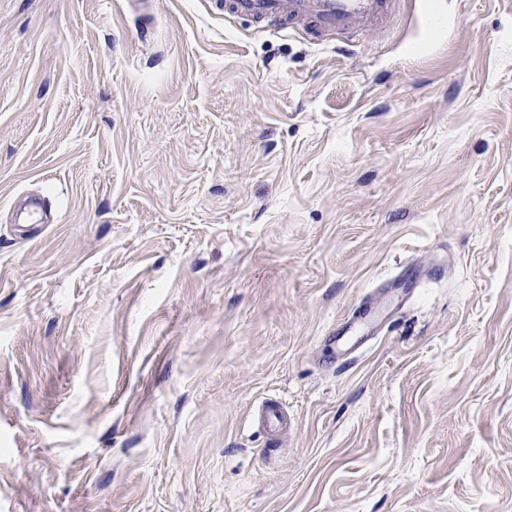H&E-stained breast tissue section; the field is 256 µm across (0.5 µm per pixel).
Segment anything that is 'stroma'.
<instances>
[{"label": "stroma", "mask_w": 512, "mask_h": 512, "mask_svg": "<svg viewBox=\"0 0 512 512\" xmlns=\"http://www.w3.org/2000/svg\"><path fill=\"white\" fill-rule=\"evenodd\" d=\"M146 2L0 0V512H512V0ZM396 0H225L224 13L256 23L274 21L283 30L309 27L323 41L336 33L361 31L381 24ZM414 26L411 41L419 46L421 54L429 52L434 46L433 32L443 33L451 24L447 15L431 6L428 0L414 1ZM362 306V310H358L357 313H352L346 318L345 333L357 334L361 329L365 328L374 334L378 330L375 326V317L371 316V304L368 301H363ZM262 422L268 433H277L287 425V419L279 403H266L262 412Z\"/></svg>", "instance_id": "1"}]
</instances>
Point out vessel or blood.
Here are the masks:
<instances>
[{
    "label": "vessel or blood",
    "mask_w": 512,
    "mask_h": 512,
    "mask_svg": "<svg viewBox=\"0 0 512 512\" xmlns=\"http://www.w3.org/2000/svg\"><path fill=\"white\" fill-rule=\"evenodd\" d=\"M395 0H224V11L233 16H246L262 23L272 21L289 27H309L320 39L349 31H361L381 24L391 13ZM450 24L446 14L432 8L430 0H416L411 41L420 53L429 52L434 33L444 32ZM371 304L351 314L344 330L358 333L375 331Z\"/></svg>",
    "instance_id": "1"
}]
</instances>
